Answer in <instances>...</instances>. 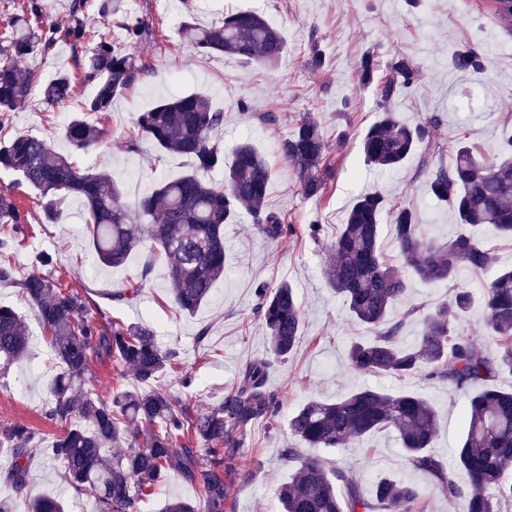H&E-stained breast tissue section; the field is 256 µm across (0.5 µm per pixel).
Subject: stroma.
Returning <instances> with one entry per match:
<instances>
[{"label": "stroma", "instance_id": "obj_1", "mask_svg": "<svg viewBox=\"0 0 512 512\" xmlns=\"http://www.w3.org/2000/svg\"><path fill=\"white\" fill-rule=\"evenodd\" d=\"M127 4L132 17L147 21L153 29L152 39L134 48L153 70L124 90L111 112L102 116L107 146L76 151L63 135L69 120L81 114L92 86L79 87L63 108L44 100L46 83L71 67L72 51L66 45L55 54L21 62V70L35 72L36 78L25 107L10 113L5 136L47 140L81 168L111 173L125 203L132 205L154 183L180 176L193 166L190 158L159 152L144 138L136 151L127 149L138 116L167 96L165 83L174 80L178 92L206 94L215 108L223 110L224 125L213 139L225 158H232L236 146L246 139L265 157L272 169L267 204L288 214L295 232L286 242L270 241L246 213L225 225L226 276L206 304L185 314L173 302L165 261L151 249L138 251L122 267L98 269L85 226L76 217L78 205L63 203L57 223H43L34 191L15 173L1 171L0 189L10 190L28 208L32 223L31 238L16 241L11 251L17 274L31 271L36 252H48L53 263L46 267V274L61 284L83 287L104 323L149 325L160 345L180 352L179 371L162 376L158 388L199 408L220 400L236 384L243 364L269 352V340L255 311V284L283 280L292 284L303 309V329L287 361L276 365L271 374L281 409L276 418L248 428L242 452L249 474L230 477L228 512H276L275 490L294 471L280 457L281 448L291 441L289 416L308 399L333 400L360 386L389 392L412 389L433 401L439 429L432 451L452 469L454 481L467 486L466 472L453 464L464 428L460 396L422 373L399 381L348 369L345 349L364 330L326 286L325 248L356 197L365 191H380L390 202L413 208L428 236L444 237L456 228L448 207L432 199L419 156H412L395 172L364 164L360 141L376 121L378 109L375 86L363 84L358 77L360 57L374 50L381 59L403 55L419 65L418 84L398 98L396 109L410 122L439 116L433 136L440 149L433 164L447 163L462 141L489 158L503 136L504 125H512V32L492 20L488 0H127ZM236 9L258 11L283 34L287 50L275 67L200 53L184 41L183 21L209 24ZM314 34L325 59L319 71L306 65ZM467 46L483 51V70L452 68V52ZM242 100L247 103L243 110L238 107ZM306 112L319 120L335 167L327 192L313 198L303 194L277 152L279 141ZM313 222L322 226L316 239L306 233ZM143 276L148 282L133 303L113 302V293ZM1 304L22 316L29 346L24 357L0 376V425L34 426L39 439L29 457L28 483L21 490L9 480L11 454L0 451V496L11 498L16 512H26L29 498L40 494L61 496L65 512H92L91 498L68 488L64 466L52 451L63 428L43 416L49 385L57 372L43 329L18 285L0 284ZM203 329L208 336L202 340L198 334ZM185 372L192 376L186 388L180 383ZM312 454L325 468L355 474L364 495H371L377 477L387 475L416 485L424 512H464L467 506L465 498L448 497L410 471L391 433L374 434L351 448H316ZM179 497L197 506L202 503L199 489L173 474L142 499L139 510L163 512L168 499Z\"/></svg>", "mask_w": 512, "mask_h": 512}]
</instances>
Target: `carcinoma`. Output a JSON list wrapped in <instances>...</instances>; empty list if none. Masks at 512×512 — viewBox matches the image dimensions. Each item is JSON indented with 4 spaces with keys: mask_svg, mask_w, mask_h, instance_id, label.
<instances>
[{
    "mask_svg": "<svg viewBox=\"0 0 512 512\" xmlns=\"http://www.w3.org/2000/svg\"><path fill=\"white\" fill-rule=\"evenodd\" d=\"M87 0H72L71 23L48 22L42 0H28L25 12L11 18L0 34V131L7 116L22 108L35 75L19 69L31 55L48 56L61 43L74 48L95 42L77 58L81 81L93 86L84 111L104 115L113 99L133 85L149 67L135 53L122 50L91 27L82 14ZM102 18L119 17L126 42L133 46L151 35L149 24L124 12V0H99ZM182 37L205 53H222L248 63L275 66L286 40L263 16L253 11L224 14L203 26L182 25ZM452 65L459 71L484 67L475 48L455 51ZM379 55L367 51L357 70L364 83L378 81L379 118L362 140L365 164L389 171L421 153L431 195L447 205L457 222L470 227L444 238L427 237L415 211L390 203L374 191L359 196L327 251L328 287L345 303L350 316L370 332L346 350L351 369L394 379L425 372L428 379L448 385L465 403V432L456 451L467 472L469 488L462 491L430 451L438 431V412L427 398L413 391L388 393L360 387L334 401L310 399L291 415V437L309 448H349L364 437L393 432L408 467L424 475L444 494L465 496L467 512H502L512 505V388L498 379L512 376V269H500L486 285L479 328L495 345L489 351L476 344L462 326L473 298L466 288L433 306L411 305L394 318L392 310L407 292L408 280L381 246L383 225L404 267L426 283H453L460 270L483 272L495 267L497 257L476 230L512 239V135L490 160L478 158L464 143L446 165L431 166L434 150L431 130L436 118L407 123L394 108L397 98L418 83L420 67L410 58L394 56L380 70ZM74 81L60 72L44 89L45 99L64 103L73 94ZM224 126V112L201 93L171 95L139 115L137 136L127 148L137 150L138 137L150 139L158 150L189 157L191 171L162 180L143 194L135 207L121 200L112 175L78 168L72 157L56 152L43 139L18 135L0 138V170L16 173L37 191L43 215L56 222L59 205L80 202L97 263L119 267L146 245L167 263L176 307L195 312L206 303L226 272L224 225L241 213L249 214L261 233L280 241L292 231L286 215L267 206L271 170L253 144L245 140L224 165V152L213 134ZM65 137L77 151L100 146L104 128L83 118L71 119ZM280 157L299 179L303 194L323 195L334 179L318 120L310 113L280 140ZM224 170V185L206 176ZM28 223L12 194L0 191V224L14 231ZM0 282H16L47 336L60 373L52 380L45 418L65 427L56 436L53 453L64 463V479L77 494L94 499L95 512H138L141 496L175 472L197 485L206 512H227L228 477L241 470L243 440L248 427L269 420L280 407L270 384V372L287 361L301 336L302 312L293 288L283 281L260 283L254 293L256 312L270 339L269 356L245 363L236 386L224 398L203 410L189 407L153 386L176 368L178 352L156 341L144 324L100 328L92 318L88 297L78 289L62 288L40 267L51 257L36 256L35 270L15 279V269L1 251ZM414 322L412 343L403 342L405 327ZM28 336L22 316L0 306V370L27 351ZM112 360L129 369L137 387L103 399L88 389L90 361ZM150 426L142 447L127 454L110 448L137 439L139 425ZM38 433L29 425L0 427V449L14 459L11 479L18 489L28 482V459ZM285 463L300 460L295 473L278 490V512H372L358 480L346 470L327 471L318 458L303 457L290 444L281 449ZM374 496L386 512H422L417 488L408 482L380 477ZM28 512H64L51 495L30 501Z\"/></svg>",
    "mask_w": 512,
    "mask_h": 512,
    "instance_id": "1",
    "label": "carcinoma"
}]
</instances>
